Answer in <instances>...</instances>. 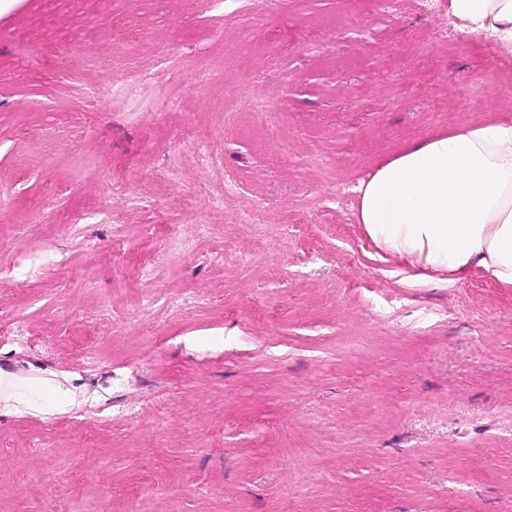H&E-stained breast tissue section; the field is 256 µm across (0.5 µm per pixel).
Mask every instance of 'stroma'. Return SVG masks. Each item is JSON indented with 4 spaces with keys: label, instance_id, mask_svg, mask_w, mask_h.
<instances>
[{
    "label": "stroma",
    "instance_id": "35a3bbf8",
    "mask_svg": "<svg viewBox=\"0 0 512 512\" xmlns=\"http://www.w3.org/2000/svg\"><path fill=\"white\" fill-rule=\"evenodd\" d=\"M448 3L0 16V371L69 401L0 404V512H512V289L411 280L336 194L512 123V84L462 81L512 57L449 48Z\"/></svg>",
    "mask_w": 512,
    "mask_h": 512
}]
</instances>
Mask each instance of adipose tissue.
<instances>
[{"mask_svg": "<svg viewBox=\"0 0 512 512\" xmlns=\"http://www.w3.org/2000/svg\"><path fill=\"white\" fill-rule=\"evenodd\" d=\"M463 32L512 55V0H449ZM358 220L414 278L482 270L512 288V124L476 123L411 147L361 183Z\"/></svg>", "mask_w": 512, "mask_h": 512, "instance_id": "adipose-tissue-1", "label": "adipose tissue"}]
</instances>
